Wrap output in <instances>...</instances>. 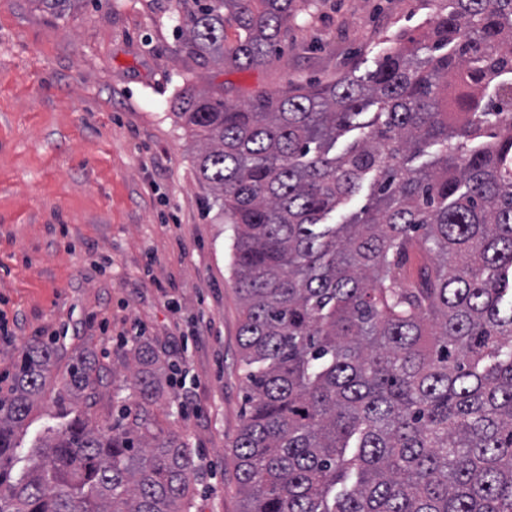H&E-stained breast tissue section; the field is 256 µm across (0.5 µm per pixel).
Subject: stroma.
Masks as SVG:
<instances>
[{"instance_id":"obj_1","label":"stroma","mask_w":512,"mask_h":512,"mask_svg":"<svg viewBox=\"0 0 512 512\" xmlns=\"http://www.w3.org/2000/svg\"><path fill=\"white\" fill-rule=\"evenodd\" d=\"M266 66H198L176 0H83L50 11L0 0V387L21 347L56 357L16 436L15 473L58 426L67 366H95L75 407L115 424L136 346L159 358L156 435L193 448L190 512H238L231 445L244 412L232 231L209 204L196 139L176 113L189 90L242 105L257 92L365 75L448 0H295Z\"/></svg>"}]
</instances>
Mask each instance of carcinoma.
<instances>
[{"instance_id":"cac0c4a2","label":"carcinoma","mask_w":512,"mask_h":512,"mask_svg":"<svg viewBox=\"0 0 512 512\" xmlns=\"http://www.w3.org/2000/svg\"><path fill=\"white\" fill-rule=\"evenodd\" d=\"M450 2L365 78L247 106L181 101L198 178L232 230L239 512H512V125L496 109L512 103V0ZM293 11L178 0L183 49L202 65H266ZM367 179L369 203L327 223ZM54 357L24 347L0 391V512H187L195 452L145 416L99 428L77 415L12 477ZM133 358L143 405L158 356ZM92 370L71 360L69 395Z\"/></svg>"}]
</instances>
